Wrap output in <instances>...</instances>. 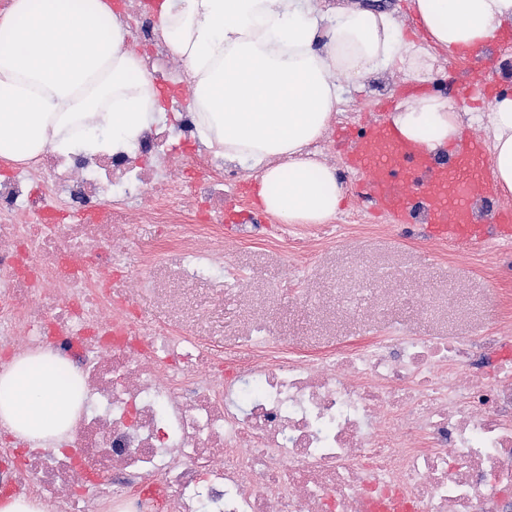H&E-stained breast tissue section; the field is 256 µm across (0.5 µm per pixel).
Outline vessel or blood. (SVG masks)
<instances>
[{"label": "vessel or blood", "mask_w": 512, "mask_h": 512, "mask_svg": "<svg viewBox=\"0 0 512 512\" xmlns=\"http://www.w3.org/2000/svg\"><path fill=\"white\" fill-rule=\"evenodd\" d=\"M350 166L361 177L366 197L378 211L402 219L418 213L422 233L432 241L476 250L490 239L512 240V207L495 214V231L477 224L471 205L490 195L488 158L483 140L469 139L453 165L441 167L379 122H368L350 145ZM366 512H412L400 491L370 498Z\"/></svg>", "instance_id": "b4317fda"}]
</instances>
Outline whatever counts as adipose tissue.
I'll return each instance as SVG.
<instances>
[{
	"label": "adipose tissue",
	"mask_w": 512,
	"mask_h": 512,
	"mask_svg": "<svg viewBox=\"0 0 512 512\" xmlns=\"http://www.w3.org/2000/svg\"><path fill=\"white\" fill-rule=\"evenodd\" d=\"M423 41L391 14L355 7L323 13L316 0H166L163 38L183 63L202 144L251 171L263 211L285 224H324L345 189L312 146L341 102L339 80L397 69L429 82L439 54L485 48L512 27V0H410ZM129 33L105 0H12L0 12V160L131 151L162 112L153 75L127 49ZM482 118L490 169L512 194V94ZM388 122L434 156L460 144L447 98L422 93ZM77 404L61 361L44 352L0 367V430L37 448L66 440Z\"/></svg>",
	"instance_id": "adipose-tissue-1"
}]
</instances>
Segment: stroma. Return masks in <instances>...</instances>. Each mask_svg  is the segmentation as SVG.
Instances as JSON below:
<instances>
[{
  "mask_svg": "<svg viewBox=\"0 0 512 512\" xmlns=\"http://www.w3.org/2000/svg\"><path fill=\"white\" fill-rule=\"evenodd\" d=\"M511 58L512 44L495 46L481 60L440 57L424 89L448 98L458 111H485V103L463 96L460 86L488 67L497 73L498 89L512 87L498 73ZM407 87L393 69L345 85L333 129L356 132L383 119L384 103L402 100ZM315 149L337 168L346 190L336 218L326 224H289L278 234L263 226L225 238V251L233 253L238 273L249 284L244 293L230 286L219 261L196 280L177 276L183 264L179 258L158 272L155 287L134 278L115 280L137 316L172 329L192 328L247 362L253 359L247 344L262 320L313 357L334 345L401 336H477L512 327V246L478 252L452 248L420 238L414 223L374 219L348 168L343 142L332 134ZM176 238L175 225L135 223L134 240L122 257L126 270H137L145 252L174 244Z\"/></svg>",
  "mask_w": 512,
  "mask_h": 512,
  "instance_id": "1",
  "label": "stroma"
}]
</instances>
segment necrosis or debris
<instances>
[{
	"mask_svg": "<svg viewBox=\"0 0 512 512\" xmlns=\"http://www.w3.org/2000/svg\"><path fill=\"white\" fill-rule=\"evenodd\" d=\"M122 17L149 68L179 81L142 0H125ZM170 105L180 149L152 127L131 152L85 161L47 150L0 180V362L51 353L84 393L72 446L8 449L0 489L52 512H363L365 496L395 486L416 512H498L512 499V359L499 333L310 357L262 321L266 355L229 368L192 332L138 323L112 287L121 213L181 225L177 251L197 268L224 252L219 235L199 245L205 225L177 205L191 191L224 221L223 181L170 177L196 141L192 112ZM57 206L71 223L45 222ZM479 357L494 359V378L474 372Z\"/></svg>",
	"mask_w": 512,
	"mask_h": 512,
	"instance_id": "necrosis-or-debris-1",
	"label": "necrosis or debris"
}]
</instances>
